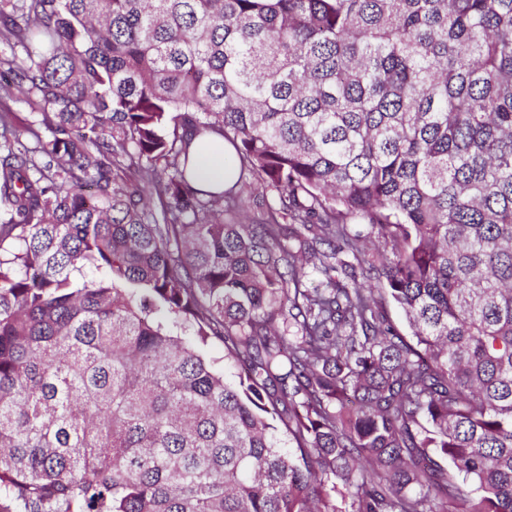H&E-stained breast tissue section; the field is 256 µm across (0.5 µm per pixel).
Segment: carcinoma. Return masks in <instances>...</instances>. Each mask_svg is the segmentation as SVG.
I'll use <instances>...</instances> for the list:
<instances>
[{
    "label": "carcinoma",
    "mask_w": 512,
    "mask_h": 512,
    "mask_svg": "<svg viewBox=\"0 0 512 512\" xmlns=\"http://www.w3.org/2000/svg\"><path fill=\"white\" fill-rule=\"evenodd\" d=\"M0 44V512H512V0H0ZM193 148L196 162L191 181L199 188L224 190L234 177V172L224 162L231 153V147L215 136H205L197 138Z\"/></svg>",
    "instance_id": "obj_1"
}]
</instances>
